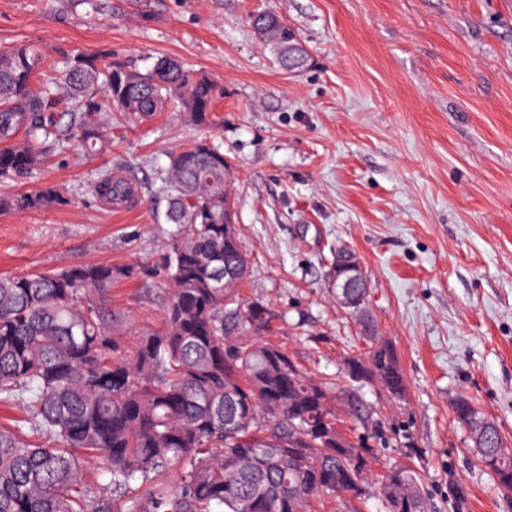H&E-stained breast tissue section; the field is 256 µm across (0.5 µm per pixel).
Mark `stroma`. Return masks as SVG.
Masks as SVG:
<instances>
[{
  "instance_id": "1",
  "label": "stroma",
  "mask_w": 512,
  "mask_h": 512,
  "mask_svg": "<svg viewBox=\"0 0 512 512\" xmlns=\"http://www.w3.org/2000/svg\"><path fill=\"white\" fill-rule=\"evenodd\" d=\"M262 11L294 32L300 68L282 69L252 30ZM20 43L43 50L49 79L98 53L142 71L172 58L216 80L212 140L249 250L240 297L275 310L271 343L328 383L339 428L372 448L376 472L415 470L433 512H457L456 482L466 512H507L451 406L469 397L512 443V0H0V50ZM108 134V152L66 140L6 185L55 183L67 202L0 213V274L134 267L111 292L131 343L161 323L169 156L204 132L170 108L146 122L113 113ZM106 169L135 184V204L96 195ZM341 246L361 261L403 397L342 372L369 340L325 277Z\"/></svg>"
}]
</instances>
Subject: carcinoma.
<instances>
[{"label":"carcinoma","instance_id":"cac0c4a2","mask_svg":"<svg viewBox=\"0 0 512 512\" xmlns=\"http://www.w3.org/2000/svg\"><path fill=\"white\" fill-rule=\"evenodd\" d=\"M249 24L280 65L304 62L292 32L272 12ZM100 54H76L58 73L72 91L62 103L33 78L45 66L35 46L0 51V181H19L45 161L41 144L76 139L89 153L108 148L101 115L142 120L174 104L195 126L219 127L222 95L212 79L162 58L145 71ZM70 112L62 124L59 104ZM230 165L202 138L173 154L163 192L175 225L164 263L161 328L124 345V321L112 312V283L124 266L0 275V404L25 417L0 422V512H89L94 494L112 489L113 512H311L343 497L358 481L362 499L386 512H428L417 474L371 468L370 450L337 448L336 408L325 383L262 341L278 315L261 302L224 291V268L249 269L238 235L225 230ZM95 191L113 206L130 202L128 179L100 175ZM65 202L53 184L0 195V211H42ZM364 358L346 362L355 380L377 381L402 396L405 380L393 347L377 338ZM459 424L489 420L465 396ZM476 466L512 504V448L491 423L490 438L470 444ZM94 464L109 482L88 480ZM177 480L168 481L171 471Z\"/></svg>","mask_w":512,"mask_h":512}]
</instances>
